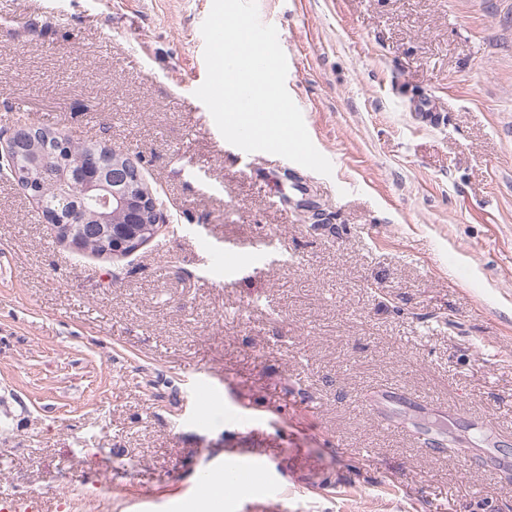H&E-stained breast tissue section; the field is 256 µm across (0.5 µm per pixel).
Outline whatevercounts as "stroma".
<instances>
[{
  "label": "stroma",
  "instance_id": "35a3bbf8",
  "mask_svg": "<svg viewBox=\"0 0 512 512\" xmlns=\"http://www.w3.org/2000/svg\"><path fill=\"white\" fill-rule=\"evenodd\" d=\"M256 2L331 176L239 159L195 97L212 0H0V130L129 152L166 219L96 256L0 173V493L197 512L250 460L221 512H512V0Z\"/></svg>",
  "mask_w": 512,
  "mask_h": 512
}]
</instances>
